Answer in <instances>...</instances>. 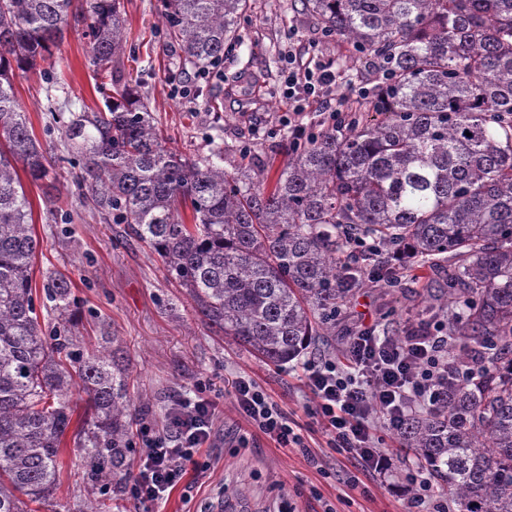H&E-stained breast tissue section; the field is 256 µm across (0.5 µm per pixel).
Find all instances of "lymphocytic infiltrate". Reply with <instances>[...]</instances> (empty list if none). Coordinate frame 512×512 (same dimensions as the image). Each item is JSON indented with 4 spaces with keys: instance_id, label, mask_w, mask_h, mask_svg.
<instances>
[{
    "instance_id": "obj_1",
    "label": "lymphocytic infiltrate",
    "mask_w": 512,
    "mask_h": 512,
    "mask_svg": "<svg viewBox=\"0 0 512 512\" xmlns=\"http://www.w3.org/2000/svg\"><path fill=\"white\" fill-rule=\"evenodd\" d=\"M336 75L330 66L289 67L285 94L291 106L288 131L294 144L312 133L300 119L314 100L332 101ZM344 360L326 358L307 364L306 385L315 407L313 417L331 444L357 458L366 472L385 475L391 457L375 444L373 430L396 431L414 413L433 406L448 385V336L443 323L421 325L404 338L382 336L376 326H360L344 341ZM241 415L277 447L312 452L288 416L255 380L240 375L231 381ZM219 410L198 397L176 401L166 426L149 423L138 429L140 457L125 491L133 500H163L186 473L189 464L211 439Z\"/></svg>"
}]
</instances>
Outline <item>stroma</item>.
<instances>
[{"label":"stroma","mask_w":512,"mask_h":512,"mask_svg":"<svg viewBox=\"0 0 512 512\" xmlns=\"http://www.w3.org/2000/svg\"><path fill=\"white\" fill-rule=\"evenodd\" d=\"M127 43L120 64L163 130L169 147L188 156L223 147L224 167L236 172L240 160H262L271 175L287 166L290 153L288 102L283 96L289 58L306 64H331L336 90L373 88L377 73L334 35L314 25L301 0H251L238 22V39L226 45L220 74L199 82L195 95L184 99L177 89L183 80L180 61L167 52L158 0H123ZM58 78L60 104L72 111L104 108L110 89H98L89 64L84 27L69 26L61 43L37 71L17 74L19 103L35 135L58 156L53 189L25 183L34 206L41 242L33 271L36 311L45 330L55 320L47 314L41 290L46 272L57 271L74 284L76 332L86 348H101L115 338L126 351L135 390L163 422L173 400L201 396L223 407L210 448L200 457V473H188L168 501L140 504L105 488L100 476L84 464V450L67 441L63 467L53 498L41 512H85L96 501L99 512H211L223 501L231 512H280L293 504L296 512H406L413 491L410 461L400 450L394 431L377 427L380 447L392 455L383 477L367 474L350 455L332 448L309 410L314 402L304 384L302 364L275 367L253 356L223 333L204 324L184 303V290L168 275L157 257L126 237L119 224L95 218L73 184L64 136L54 129L44 108L41 73ZM425 267L400 271L393 286L364 281L353 289L336 316V333L306 356L317 361L338 354L343 338L359 320L378 322L382 332L406 336L420 322L433 320ZM250 375L302 427L316 456L308 463L295 450L275 447L248 426L234 405L229 381Z\"/></svg>","instance_id":"1"}]
</instances>
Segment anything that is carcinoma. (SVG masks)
Wrapping results in <instances>:
<instances>
[{
	"mask_svg": "<svg viewBox=\"0 0 512 512\" xmlns=\"http://www.w3.org/2000/svg\"><path fill=\"white\" fill-rule=\"evenodd\" d=\"M165 38L195 70L224 58L249 0H159ZM322 29L378 70L369 107L385 118L327 129L293 147L288 167L224 170V149L188 157L166 146L155 119L118 71L122 0H0V512H31L56 489L68 432L89 466L127 474L136 399L129 359L89 350L70 334L73 283L50 272L43 292L59 332L43 334L32 286L40 250L33 203L18 173L54 184L67 162L106 221L148 248L186 290L195 314L263 361L281 366L330 336L336 306L360 278L351 240L376 241L382 282L397 250L444 269L436 314L450 358L479 352L484 370L448 385L397 431L459 512H512V0H303ZM89 37L90 65L112 102L57 111L70 158L42 148L14 88L70 23ZM191 211L192 222L184 212ZM86 395L72 425L73 390Z\"/></svg>",
	"mask_w": 512,
	"mask_h": 512,
	"instance_id": "carcinoma-1",
	"label": "carcinoma"
}]
</instances>
